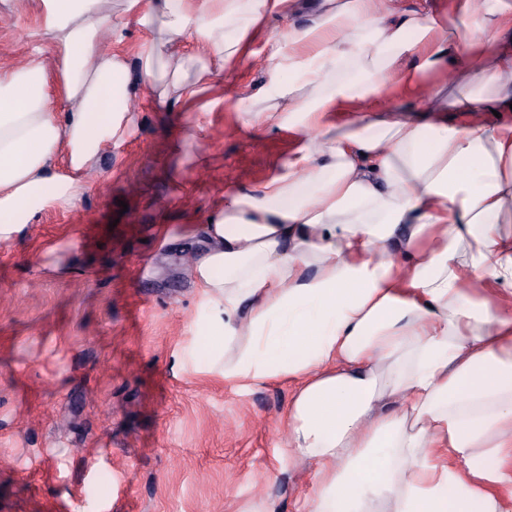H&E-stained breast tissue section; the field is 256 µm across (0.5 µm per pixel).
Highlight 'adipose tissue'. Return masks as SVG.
Listing matches in <instances>:
<instances>
[{"label":"adipose tissue","mask_w":512,"mask_h":512,"mask_svg":"<svg viewBox=\"0 0 512 512\" xmlns=\"http://www.w3.org/2000/svg\"><path fill=\"white\" fill-rule=\"evenodd\" d=\"M470 2L387 20L383 0H322L252 115L309 138L260 192L182 227L204 242L188 269L216 342L202 375L295 386L304 512H512V124L475 118L512 110V0ZM287 3L42 0L56 65L38 42L0 65V244L80 199L132 123V78L193 99ZM132 21L134 66L112 51ZM394 91L432 119L385 105Z\"/></svg>","instance_id":"obj_1"}]
</instances>
